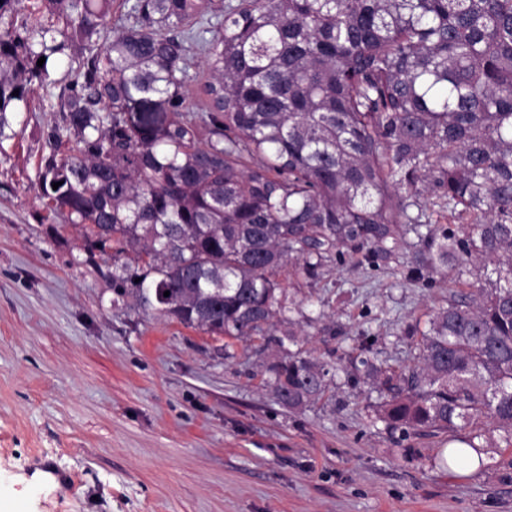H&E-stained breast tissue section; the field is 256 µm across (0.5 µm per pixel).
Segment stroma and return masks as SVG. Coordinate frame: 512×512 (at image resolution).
Returning a JSON list of instances; mask_svg holds the SVG:
<instances>
[{
  "label": "stroma",
  "instance_id": "1",
  "mask_svg": "<svg viewBox=\"0 0 512 512\" xmlns=\"http://www.w3.org/2000/svg\"><path fill=\"white\" fill-rule=\"evenodd\" d=\"M79 55L66 49L55 84L17 103L0 133V500L23 512H512V460L491 434L483 464L448 466V439L388 429L371 382L338 373L333 398L282 406L263 366L270 352L223 342L112 305V260L40 199L48 127ZM412 250L358 263L345 253L316 278L284 268L289 295L324 314L307 345L336 361L356 337L409 365L407 325H424L448 284L410 281ZM69 479L25 490L35 470Z\"/></svg>",
  "mask_w": 512,
  "mask_h": 512
}]
</instances>
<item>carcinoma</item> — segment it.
<instances>
[{"label": "carcinoma", "instance_id": "1", "mask_svg": "<svg viewBox=\"0 0 512 512\" xmlns=\"http://www.w3.org/2000/svg\"><path fill=\"white\" fill-rule=\"evenodd\" d=\"M68 46L40 198L112 255V305L275 350L295 409L330 399V368L279 272L412 233L406 277H448V305L408 327L418 364H378L361 336L351 377L386 393L390 429L448 434L450 463L487 430L512 445V0H0V130ZM431 200L459 223L423 228ZM189 100L195 108H204L206 97L203 93V85L207 80V75L198 63L189 70Z\"/></svg>", "mask_w": 512, "mask_h": 512}]
</instances>
